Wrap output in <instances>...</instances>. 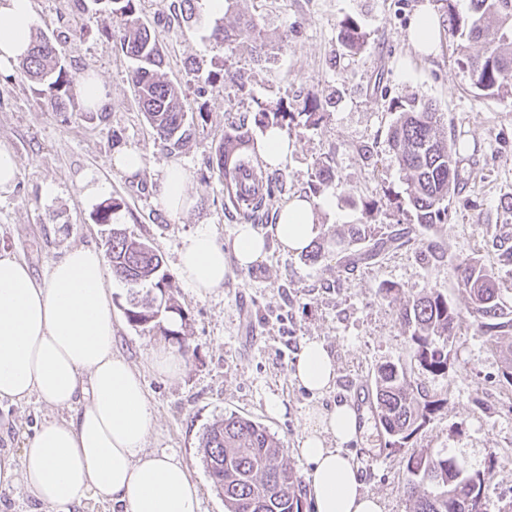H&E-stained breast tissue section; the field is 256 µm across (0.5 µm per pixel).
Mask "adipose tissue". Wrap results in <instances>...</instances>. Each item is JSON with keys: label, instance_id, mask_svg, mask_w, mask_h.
Here are the masks:
<instances>
[{"label": "adipose tissue", "instance_id": "obj_1", "mask_svg": "<svg viewBox=\"0 0 512 512\" xmlns=\"http://www.w3.org/2000/svg\"><path fill=\"white\" fill-rule=\"evenodd\" d=\"M31 0H0V77L14 72L31 45ZM188 172L162 173L156 199L168 213L187 209ZM313 202L297 195L280 210L271 235L236 225L230 245L209 225L185 235L177 249L181 280L205 296L223 287L232 267L261 260L268 239L301 252L320 227ZM108 266L96 248L70 249L45 279L29 264L0 253V402L31 398L67 418L45 421L21 452L0 449V491L24 487L51 512H73L92 499L113 512H200V491L176 453L146 446L153 410L140 373L113 348ZM306 391L322 393L336 379L324 342L306 341L291 371ZM360 433L348 403L312 412L297 452L309 466L305 480L315 512H383L368 494L342 447Z\"/></svg>", "mask_w": 512, "mask_h": 512}]
</instances>
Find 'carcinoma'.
Here are the masks:
<instances>
[{
  "instance_id": "carcinoma-1",
  "label": "carcinoma",
  "mask_w": 512,
  "mask_h": 512,
  "mask_svg": "<svg viewBox=\"0 0 512 512\" xmlns=\"http://www.w3.org/2000/svg\"><path fill=\"white\" fill-rule=\"evenodd\" d=\"M448 14V33L460 41L458 64L475 88L487 95L512 90V0H468L467 14L456 11L454 0H441ZM111 13L125 18L116 40L125 55L135 61L131 81L141 112L158 139L170 150H179L190 136L179 92L160 69L164 55L151 30L140 19L137 0H107ZM339 39L350 51H359L366 39L360 23L347 17L339 24ZM472 44L483 52L469 54ZM20 74L42 85L40 94L50 97L53 108L65 112L72 100L76 79L62 62L53 41L32 38ZM397 113L389 148L409 172L407 195L419 225L443 224L460 180L456 156L460 141L438 134L441 114L429 100H410L392 106ZM286 112H260L256 123L267 130L285 127ZM249 138L243 131L224 137L211 168L224 177L228 202L245 221L260 219L264 197L272 194L269 178L257 170L240 180L233 156L237 143ZM411 226L375 234L369 224H347L314 243L305 254L311 264L336 253L342 265L353 270L399 249L411 241ZM112 275L130 285L125 314L134 325H160L165 313L185 321L184 312L171 304V279L163 270L162 256L144 240L131 239L114 230L106 241ZM500 272L487 269L475 258L461 262L460 284L470 299V316L479 335L503 356V379L512 384V314L500 301ZM411 331L412 358L426 371L441 375L448 370V344L460 316L448 297L438 290L414 296L399 311ZM379 423L388 444L402 447L430 421L436 401L413 386L406 368L387 362L375 376V402ZM201 452L216 491L224 497L227 512H305L301 476L285 459L281 442L262 424L234 413L203 434ZM485 473H472L453 457L438 451L412 453L406 460L403 493L412 512H484Z\"/></svg>"
}]
</instances>
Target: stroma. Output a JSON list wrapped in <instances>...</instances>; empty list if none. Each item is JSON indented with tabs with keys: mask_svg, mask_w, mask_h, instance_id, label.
I'll return each mask as SVG.
<instances>
[{
	"mask_svg": "<svg viewBox=\"0 0 512 512\" xmlns=\"http://www.w3.org/2000/svg\"><path fill=\"white\" fill-rule=\"evenodd\" d=\"M422 0H224L209 12L203 0H140L142 21L164 52L163 72L180 92L191 137L168 151L155 140L138 106L131 82L132 61L112 38L119 16L94 8L78 10L75 0H32L35 33L59 43L73 76L95 72L111 100L99 111L73 101L55 112L36 84L20 76L0 80V145L13 150L19 165L15 185L0 191V252L25 260L37 277L69 249L105 250L107 233L95 221L97 204L81 195V182H102L108 197L121 199L114 227L152 243L164 270L177 285L172 301L187 321L180 336L136 326L125 316L128 288L109 279L114 347L142 373L154 413L149 449L175 451L202 492V512H225L201 460L203 433L224 415L236 413L263 424L279 439L288 463L306 472L295 454L311 410L350 402L363 412L360 437L343 452L357 465L368 493L384 512H411L403 493L410 451H447L468 470L489 469L484 487L488 512H512V386L501 377L502 356L479 336L460 285L457 264L477 258L498 267L503 249L512 250V94L487 96L457 63L455 38L441 33L435 54L415 53L408 27ZM357 19L367 42L358 54L343 50L338 24ZM252 21L266 45L262 56L243 41L220 42L215 29L231 32ZM432 100L442 115L443 133L458 132L460 183L450 200L447 223L413 224L406 174L388 150L394 102ZM317 102L323 118L306 125L301 112ZM295 113L287 134L295 145L288 160L268 169L274 191L266 201L261 232L276 224L281 207L295 194L311 193L319 166L336 180L323 191L332 208L315 206L322 231L368 222L390 231L414 226L412 241L371 265L342 268L336 255L317 264L269 241L265 256L249 269H233L223 288L200 297L179 282L177 248L183 236L207 224L228 242L240 219L226 206L224 183L208 166L225 132L241 126L251 141L263 135L254 120L264 109ZM145 155L135 178L111 166L113 142ZM178 165L189 174L192 206L166 212L153 188L163 169ZM371 215H363V204ZM444 257H426L428 244ZM437 289L458 309L448 370L433 375L411 360L409 333L399 310L412 295ZM323 341L336 360V381L319 396L290 376L304 341ZM188 345L180 375L153 372V349ZM386 362L405 365L412 381L441 405L429 424L405 447L393 448L369 399L375 374ZM284 415H270V401ZM56 412L30 400L0 403V448L20 451L37 428Z\"/></svg>",
	"mask_w": 512,
	"mask_h": 512,
	"instance_id": "stroma-1",
	"label": "stroma"
}]
</instances>
